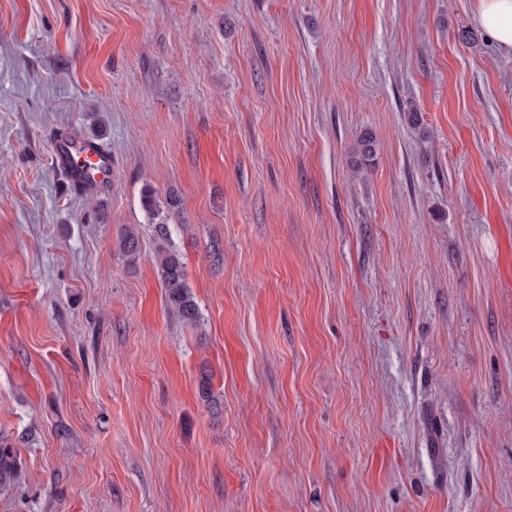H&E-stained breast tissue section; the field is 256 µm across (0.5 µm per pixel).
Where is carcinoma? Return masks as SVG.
Here are the masks:
<instances>
[{
  "label": "carcinoma",
  "instance_id": "1",
  "mask_svg": "<svg viewBox=\"0 0 512 512\" xmlns=\"http://www.w3.org/2000/svg\"><path fill=\"white\" fill-rule=\"evenodd\" d=\"M356 153L358 165L367 167L376 160V139L369 132L363 133L357 140ZM167 215H160V204L156 192L147 186L142 193V208L147 213L153 226V236L158 242L154 257L162 284L166 289V299L169 307L179 318L194 325L200 321L199 306L186 282V266L182 254L174 248L170 236L169 221L180 219L182 211L178 195L171 193L165 198ZM120 251L131 261L136 260L141 253L139 233L128 229L119 243ZM17 443L13 438L0 433V490L11 486L17 466Z\"/></svg>",
  "mask_w": 512,
  "mask_h": 512
}]
</instances>
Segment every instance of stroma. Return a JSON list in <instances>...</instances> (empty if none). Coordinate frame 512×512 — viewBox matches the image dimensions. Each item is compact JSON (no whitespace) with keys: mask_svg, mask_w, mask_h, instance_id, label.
I'll use <instances>...</instances> for the list:
<instances>
[{"mask_svg":"<svg viewBox=\"0 0 512 512\" xmlns=\"http://www.w3.org/2000/svg\"><path fill=\"white\" fill-rule=\"evenodd\" d=\"M473 9L0 0V512H512V54ZM52 158L75 186L96 191L104 185L101 176L112 171V156L97 139L80 141L76 146L58 139L52 149ZM167 215L161 218L160 204L156 192L151 187H145L142 193V208L147 213L149 224L153 226V236L158 242L154 257L162 284L166 289V299L169 307L179 318L190 325L200 321L199 306L186 282V266L182 254L174 248L170 236L168 221L174 216L180 219L182 204L177 194L171 193L165 198ZM17 443L0 433V490H7L14 479L17 466Z\"/></svg>","mask_w":512,"mask_h":512,"instance_id":"stroma-1","label":"stroma"}]
</instances>
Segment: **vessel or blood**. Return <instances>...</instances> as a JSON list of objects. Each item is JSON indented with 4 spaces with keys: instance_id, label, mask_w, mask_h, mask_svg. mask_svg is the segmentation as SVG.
<instances>
[{
    "instance_id": "1",
    "label": "vessel or blood",
    "mask_w": 512,
    "mask_h": 512,
    "mask_svg": "<svg viewBox=\"0 0 512 512\" xmlns=\"http://www.w3.org/2000/svg\"><path fill=\"white\" fill-rule=\"evenodd\" d=\"M52 158L71 183L85 190H97L102 185V176L112 170L111 154L94 138L75 145L64 139L56 140Z\"/></svg>"
}]
</instances>
